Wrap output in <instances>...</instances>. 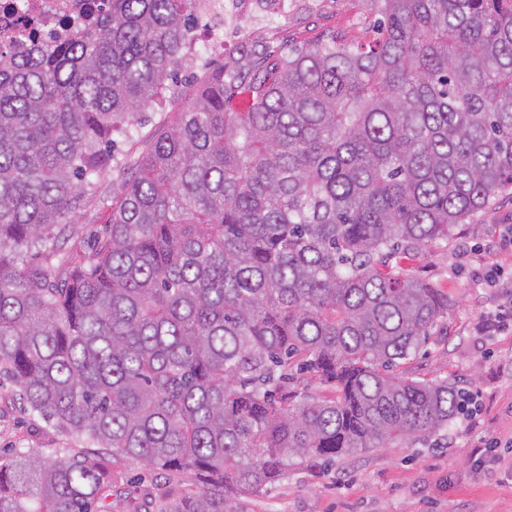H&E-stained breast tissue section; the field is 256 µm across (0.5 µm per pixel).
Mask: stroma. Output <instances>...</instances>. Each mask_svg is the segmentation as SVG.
I'll list each match as a JSON object with an SVG mask.
<instances>
[{
    "label": "stroma",
    "mask_w": 512,
    "mask_h": 512,
    "mask_svg": "<svg viewBox=\"0 0 512 512\" xmlns=\"http://www.w3.org/2000/svg\"><path fill=\"white\" fill-rule=\"evenodd\" d=\"M378 0H286L277 17L258 9L243 14L236 47L214 53L197 41L185 50L175 77L163 85L132 135L115 139L117 164L77 205L58 245L77 259L112 219L124 179L123 163L136 160L156 131L176 122L206 70L229 65L245 52L277 62L289 49H306L335 36L365 44L375 36ZM392 265L441 289L448 313L430 331L420 353L396 367L403 377L445 381L471 397L467 415L424 443L360 451L329 467L292 468L259 495L245 498V512H512V295L489 288L485 276L512 274V189L456 225L426 254L396 255ZM489 312L499 329L479 333ZM48 458L98 457L97 444L58 429L21 400L0 375V454ZM112 481L103 489L108 512H158L167 499L197 489L189 473L161 474L123 456L104 457Z\"/></svg>",
    "instance_id": "35a3bbf8"
}]
</instances>
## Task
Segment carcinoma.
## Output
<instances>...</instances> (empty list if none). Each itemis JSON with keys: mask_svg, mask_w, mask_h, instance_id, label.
Instances as JSON below:
<instances>
[{"mask_svg": "<svg viewBox=\"0 0 512 512\" xmlns=\"http://www.w3.org/2000/svg\"><path fill=\"white\" fill-rule=\"evenodd\" d=\"M19 63L0 52V373L114 455L243 512L292 466L423 440L470 398L392 374L448 312L389 265L512 187V0H379L378 37L211 71L129 166L81 262L51 263L184 59L198 0H104ZM251 95L246 112L233 91ZM336 388L299 396L293 371ZM86 456L0 457V512H101Z\"/></svg>", "mask_w": 512, "mask_h": 512, "instance_id": "cac0c4a2", "label": "carcinoma"}]
</instances>
